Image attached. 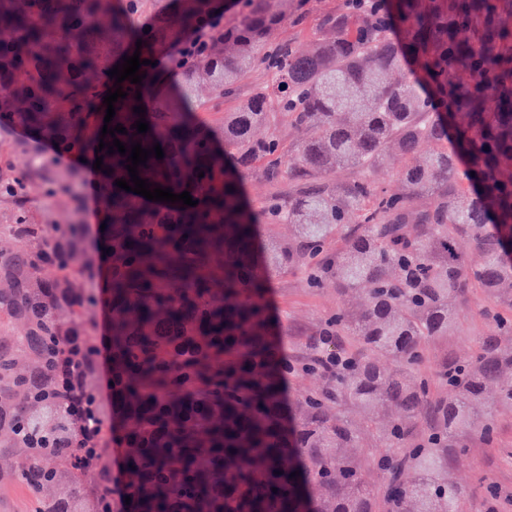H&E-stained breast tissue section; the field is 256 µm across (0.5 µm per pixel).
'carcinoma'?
Segmentation results:
<instances>
[{
    "instance_id": "carcinoma-1",
    "label": "carcinoma",
    "mask_w": 512,
    "mask_h": 512,
    "mask_svg": "<svg viewBox=\"0 0 512 512\" xmlns=\"http://www.w3.org/2000/svg\"><path fill=\"white\" fill-rule=\"evenodd\" d=\"M144 2L0 0V126L58 145L45 158L20 145L0 154V452L17 460L0 480L26 487L35 512H110L108 495L80 492L91 476L61 402L33 397L52 389L60 337L81 336L93 352L105 302L120 384L110 408L96 380L89 389L107 433L121 429L131 444L129 512H376L348 449L364 447L370 428L381 447L402 448L424 416L434 421L426 445L382 454L385 512H461L448 449L490 438L472 403L512 369V346L487 336L475 357L442 361L438 375L455 390L448 401L431 402L406 372L426 340L454 330L467 284L512 309V0H373L365 13L342 2L301 52L280 32L308 0H232L236 16L212 52L179 70V100L154 92L142 67L141 83H121L127 96L109 123L127 133L104 136L98 105L117 88L107 71L139 40L143 57L175 53L225 9L221 0H168L145 32L132 22ZM269 49L275 81L217 127L234 157L226 168L186 110L202 87L233 93ZM407 66L415 80L395 78ZM139 105L145 134L131 128ZM115 138L127 148L160 144L164 157L150 156L139 177L188 191L198 205L151 204L117 187L130 180L126 157L95 152ZM391 152L402 162L395 190L375 178ZM70 155L103 157L105 295L87 272L70 200L76 173L59 161ZM241 167L288 189L255 209ZM36 178L52 204L46 214L23 204ZM257 224L292 232L260 251ZM290 267L304 268L313 287L332 281L368 298L331 321L362 354L288 419L266 295L271 276ZM406 469L415 476L402 483Z\"/></svg>"
}]
</instances>
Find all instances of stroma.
Returning a JSON list of instances; mask_svg holds the SVG:
<instances>
[{
    "mask_svg": "<svg viewBox=\"0 0 512 512\" xmlns=\"http://www.w3.org/2000/svg\"><path fill=\"white\" fill-rule=\"evenodd\" d=\"M274 79L273 72L262 67L256 69L240 83L234 96L207 99L194 111L193 122L202 130H210L240 100L257 88L273 83ZM361 301V294L340 295L331 283L321 288L308 287L304 273L297 269L288 270L272 280L267 294L269 313L282 331L281 349L287 352L296 367L295 372L287 374L283 381L285 412H294L304 396L318 391L324 383L321 374L300 368L309 356L311 337L325 327L336 310L358 305ZM503 312L492 293L474 285L468 286L455 304L454 331L444 339L425 344L424 361L412 370V377L428 380L431 397L450 398V388L433 379L441 360L446 358L455 362L474 357L482 339L496 333L495 319ZM496 391V385H489L487 401L477 407L480 417L494 427L493 440L488 442L473 436L466 441L465 451L448 453V476L462 491V512H485L486 488L490 485L497 491L499 512H512V411L491 404L490 398Z\"/></svg>",
    "mask_w": 512,
    "mask_h": 512,
    "instance_id": "obj_1",
    "label": "stroma"
}]
</instances>
